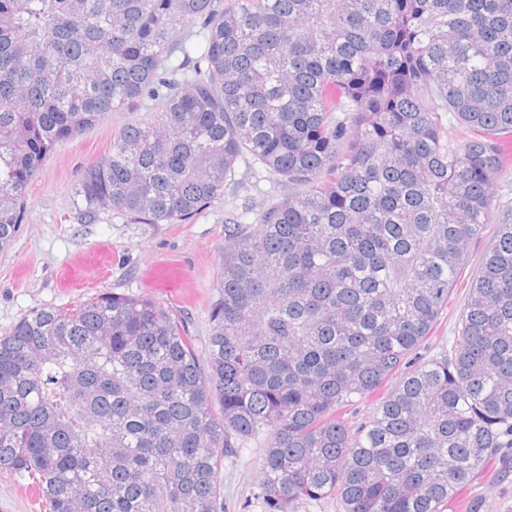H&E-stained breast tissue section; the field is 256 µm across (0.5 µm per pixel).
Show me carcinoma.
<instances>
[{
  "label": "carcinoma",
  "instance_id": "cac0c4a2",
  "mask_svg": "<svg viewBox=\"0 0 512 512\" xmlns=\"http://www.w3.org/2000/svg\"><path fill=\"white\" fill-rule=\"evenodd\" d=\"M144 100L156 120L84 171L87 213L178 224L247 154L298 192L225 219L205 368L150 298L22 317L0 338V469L50 512H224V456L266 435L271 512H445L512 448V223L451 349L410 360L494 213L512 0H0V249L55 146ZM441 112L473 136L448 146ZM296 506L297 512H343L342 502L336 495L302 501Z\"/></svg>",
  "mask_w": 512,
  "mask_h": 512
}]
</instances>
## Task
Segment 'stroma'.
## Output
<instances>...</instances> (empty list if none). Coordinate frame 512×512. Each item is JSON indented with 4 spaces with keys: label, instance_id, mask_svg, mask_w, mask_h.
Masks as SVG:
<instances>
[{
    "label": "stroma",
    "instance_id": "35a3bbf8",
    "mask_svg": "<svg viewBox=\"0 0 512 512\" xmlns=\"http://www.w3.org/2000/svg\"><path fill=\"white\" fill-rule=\"evenodd\" d=\"M146 106L109 113L99 124L60 144L45 160L27 193L19 231L11 244L0 250V336L31 310L62 307L102 292L145 296L171 306L196 338L199 360L207 358L211 330L209 308L224 264V219L245 201L261 205L266 198L287 195V187L275 178L256 181L252 159H240L236 179L242 187L225 191L200 214L183 224H139L102 211L88 217L77 195L85 168L106 155L112 138L133 120L152 121ZM492 192L497 201L493 221L480 238L471 242L468 260L448 294L431 335L414 356L423 361L440 348L450 346L472 276L492 245L497 225L512 223V164L495 178ZM112 255L108 272L93 284L63 288L60 273L75 257L97 248ZM179 265L191 278L194 291L187 299L156 288L151 272L159 264ZM266 438L242 442L237 454L225 458L224 506L226 512H269L259 488L258 467ZM0 512H48L32 478L0 471ZM447 512H512V448L488 457L470 482L448 503Z\"/></svg>",
    "mask_w": 512,
    "mask_h": 512
}]
</instances>
